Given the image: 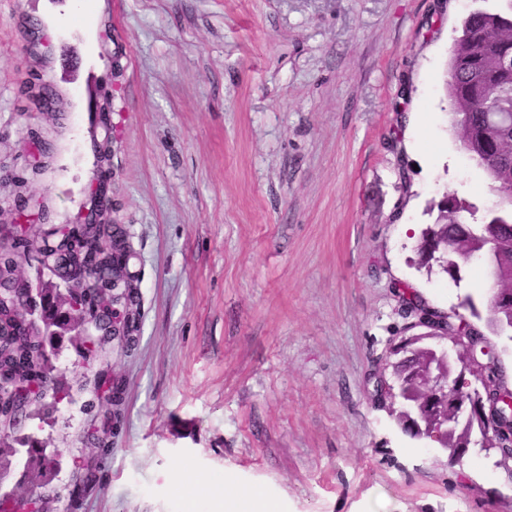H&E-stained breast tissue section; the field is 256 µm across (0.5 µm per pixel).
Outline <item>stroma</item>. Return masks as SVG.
<instances>
[{"label": "stroma", "instance_id": "stroma-1", "mask_svg": "<svg viewBox=\"0 0 512 512\" xmlns=\"http://www.w3.org/2000/svg\"><path fill=\"white\" fill-rule=\"evenodd\" d=\"M500 0H0V225L78 223L106 180L135 252L131 347L68 348L70 397L28 420L62 457L46 512H512L494 458L460 465L375 398L398 285L441 314L477 269L415 249L488 179L448 124L460 19ZM50 82L61 109L26 88ZM125 410L108 451L88 430Z\"/></svg>", "mask_w": 512, "mask_h": 512}]
</instances>
